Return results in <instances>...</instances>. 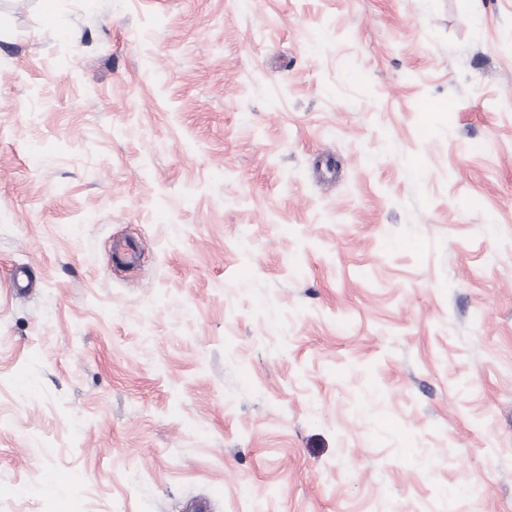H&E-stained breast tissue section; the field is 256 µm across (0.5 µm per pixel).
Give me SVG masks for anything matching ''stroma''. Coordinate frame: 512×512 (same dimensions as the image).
Wrapping results in <instances>:
<instances>
[{
    "instance_id": "35a3bbf8",
    "label": "stroma",
    "mask_w": 512,
    "mask_h": 512,
    "mask_svg": "<svg viewBox=\"0 0 512 512\" xmlns=\"http://www.w3.org/2000/svg\"><path fill=\"white\" fill-rule=\"evenodd\" d=\"M197 501L512 512V0H0V512Z\"/></svg>"
}]
</instances>
